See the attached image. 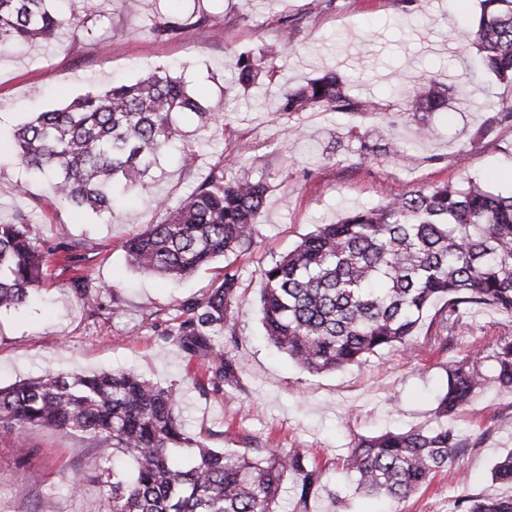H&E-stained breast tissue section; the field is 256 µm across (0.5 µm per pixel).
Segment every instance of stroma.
<instances>
[{"label":"stroma","mask_w":512,"mask_h":512,"mask_svg":"<svg viewBox=\"0 0 512 512\" xmlns=\"http://www.w3.org/2000/svg\"><path fill=\"white\" fill-rule=\"evenodd\" d=\"M195 6L211 14V29L176 40L148 35L157 15H182ZM286 13L300 21L291 53L273 61L262 84L240 93L232 82L236 55L275 42L277 21ZM480 13L481 0L465 7L459 0H410L401 8L393 0H328L318 12L310 11L308 0H142L136 14L124 0H97L87 19L92 37L75 40L63 31L1 52L0 224L22 214L39 239L68 233L83 244L79 272L111 290L88 307L74 273L50 260L26 303L0 313V386L53 369L133 371L175 387L188 433L209 447L252 454L307 449L310 465L322 474L309 512H453L461 496L512 495V487L490 478L494 460L512 448V424L501 421L512 414V394L493 387L452 421L478 446L409 497H365L341 472V457L355 437L406 430L432 418L446 365L512 336V318L490 308L474 310L445 350L436 339L433 305L408 351L385 349L365 363L311 374L267 342L259 313L260 268L317 225L445 182L473 179L492 191H512V122L497 121L485 108L490 90L512 102V84L469 80L467 63L478 51L459 36ZM158 68L184 77L222 132L203 127L193 115L175 114L178 139L135 195L121 198L112 221L57 203L50 182L20 164L15 129L87 91ZM328 70L344 74L352 93L376 102L377 110L273 119L283 93ZM420 76L450 87L447 109L407 110L395 88ZM375 127L399 143L396 154L363 157L365 135ZM185 150L197 155L189 170L178 164ZM226 156L236 174L265 178L268 185L250 255L217 259L178 282L132 268L121 244L161 221L155 198L179 203ZM228 263L241 278L238 321L234 337L214 342L240 358L241 370L235 389L222 395L202 383L200 360L184 357L161 330L179 303L217 285ZM98 445L94 436L70 430L0 429V512H35L45 498L54 512H110L111 464L96 474L84 466Z\"/></svg>","instance_id":"1"}]
</instances>
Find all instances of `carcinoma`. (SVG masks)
<instances>
[{
	"mask_svg": "<svg viewBox=\"0 0 512 512\" xmlns=\"http://www.w3.org/2000/svg\"><path fill=\"white\" fill-rule=\"evenodd\" d=\"M50 0H0V49L45 39L62 28L89 33L84 20L49 7ZM483 11L461 36L478 46L470 67L479 80L492 73L512 83V0H482ZM211 16H162L148 29L156 39H176L205 29ZM279 41L265 52L241 54L235 81L248 90L268 73L269 60L288 54L297 18L279 20ZM449 90L421 78L404 91L415 111L448 105ZM322 110L372 112L333 71L283 95L274 115ZM195 113L202 126L211 116L181 78L157 69L134 82L90 91L63 108L41 112L15 132L21 164L50 179L57 200L81 212L112 215L118 187L132 190L150 174L178 137L172 116ZM224 161L178 206L165 199L164 219L123 244L129 263L145 274L178 279L216 259L247 253L268 189L249 176L224 179ZM83 244L66 236L52 242L33 236L24 218L0 224V311L22 305L56 254L78 269ZM238 271L224 268L220 283L198 300L180 304L183 319L167 339L187 357L207 363L208 384L224 390L237 378L240 359L213 343L234 332ZM262 323L268 340L309 373L336 370L378 351L405 346L435 302L438 342L446 349L471 312L492 307L512 317V195L469 180L417 190L337 224H324L281 259L260 269ZM435 424L354 439L343 466L367 496L403 499L437 471L455 463L477 441L461 439L448 419L489 386L512 392V337L504 336L475 356L446 369ZM180 395L131 372L44 375L0 387V426L66 429L102 442L87 463L100 469L111 455L133 463L112 471L111 512H277L282 482L298 489V512H309L321 474L307 451L269 448L258 456L230 455L185 434ZM492 480L512 484V451L491 467ZM459 512H512V496L463 497Z\"/></svg>",
	"mask_w": 512,
	"mask_h": 512,
	"instance_id": "obj_1",
	"label": "carcinoma"
}]
</instances>
